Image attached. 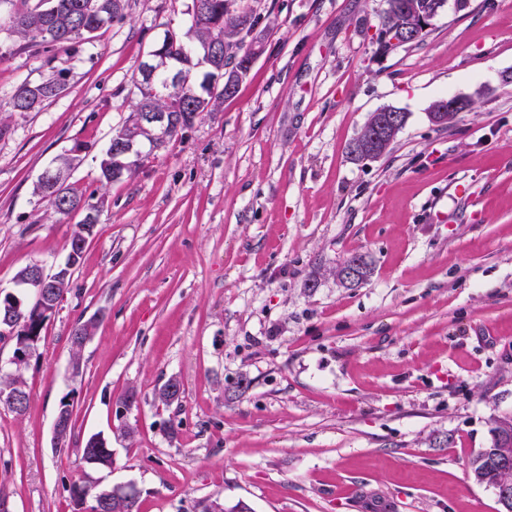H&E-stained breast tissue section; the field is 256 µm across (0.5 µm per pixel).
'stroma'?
<instances>
[{
    "label": "stroma",
    "mask_w": 512,
    "mask_h": 512,
    "mask_svg": "<svg viewBox=\"0 0 512 512\" xmlns=\"http://www.w3.org/2000/svg\"><path fill=\"white\" fill-rule=\"evenodd\" d=\"M245 3L263 51L237 93L108 185L99 162L138 65L186 28L191 0H130L79 51L0 34L13 50L0 102L68 71L59 99L0 112V294L24 295L21 268L67 259L80 214L33 194L56 156L77 149L72 181L100 206L24 366L29 407H0V491L11 512H85L82 481L134 485L137 512L206 497L251 512H497L467 464L512 411V0H448L402 46L378 38L385 0ZM480 87L452 124L430 123L435 100ZM388 106L407 114L390 152L353 161L348 144ZM353 252L372 274L346 288L331 270ZM90 319L73 357L70 332ZM171 377L183 394L166 408L153 394ZM97 433L112 469L79 454ZM71 406H72V403L70 402L68 397H65L60 401L58 411H57V413H59V415H60V420L62 423H67V421L69 422V436H70L72 428H73V420H72L73 411H72ZM65 414H67V415H65ZM60 420H59V417L56 416L55 421H54V427H53L56 447H63L64 446L63 441L67 437V429H65L63 427V425L60 423Z\"/></svg>",
    "instance_id": "obj_1"
}]
</instances>
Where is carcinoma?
Listing matches in <instances>:
<instances>
[{"mask_svg":"<svg viewBox=\"0 0 512 512\" xmlns=\"http://www.w3.org/2000/svg\"><path fill=\"white\" fill-rule=\"evenodd\" d=\"M8 4L0 11V32L7 31L25 42L26 47L34 50L53 46H82L90 44L97 32L108 28L114 22L126 17L129 0H0ZM447 0H386V8L380 16L377 28L379 39L386 43L396 37L399 29L406 24L418 25L422 20L436 16ZM193 19L187 31L180 34L174 30L165 32L161 41L168 62L180 72L187 74L199 64V59L189 51L190 46L200 49H222L224 36L228 35L225 24L217 22L224 15V0H192ZM67 88V71L59 69L37 83H22L14 90L9 105L12 112H34L45 102L61 97ZM137 99L132 106L128 121L116 129L112 138L133 139L135 142L150 140L152 130L144 116L146 112H159L171 119L168 140L183 137L202 113L209 112L216 98L210 94L200 95L192 84L168 82L165 70L155 75L154 81L138 84ZM71 158L61 157L55 168L54 181H37L34 194L46 203L48 209L59 215H69L78 210L93 216L99 221V206L90 202V198L75 184L67 182ZM22 320L14 324L17 336L24 339L29 350H34L41 337L46 317L34 315L31 308L22 310ZM94 324L79 322L70 333V344L74 358H79L83 340L93 336ZM0 385L14 386L23 394L21 405L13 412L21 415L28 408L30 395L27 392L21 374V368L0 373ZM107 444L97 436H90L81 448V458L88 463L104 454ZM481 466L469 471L471 477L480 479L484 484H507L512 486V468L504 471L480 472ZM102 489L92 483L75 484L71 494L80 505H88L89 512L101 508L105 512L119 509L121 512H134L137 499L127 503H101Z\"/></svg>","mask_w":512,"mask_h":512,"instance_id":"carcinoma-1","label":"carcinoma"}]
</instances>
